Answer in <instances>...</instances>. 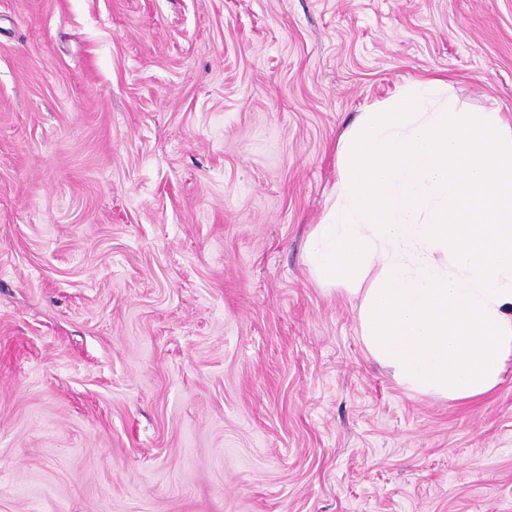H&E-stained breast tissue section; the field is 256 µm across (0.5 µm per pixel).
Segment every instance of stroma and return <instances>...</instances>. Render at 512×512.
I'll use <instances>...</instances> for the list:
<instances>
[{
    "mask_svg": "<svg viewBox=\"0 0 512 512\" xmlns=\"http://www.w3.org/2000/svg\"><path fill=\"white\" fill-rule=\"evenodd\" d=\"M512 116V0H0V512H512V359L439 400L307 242L408 81Z\"/></svg>",
    "mask_w": 512,
    "mask_h": 512,
    "instance_id": "1",
    "label": "stroma"
}]
</instances>
